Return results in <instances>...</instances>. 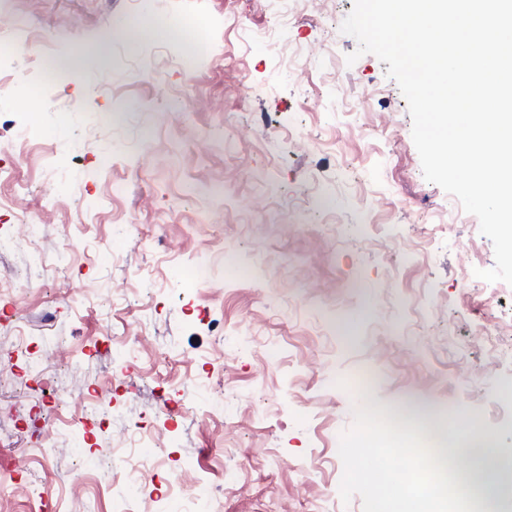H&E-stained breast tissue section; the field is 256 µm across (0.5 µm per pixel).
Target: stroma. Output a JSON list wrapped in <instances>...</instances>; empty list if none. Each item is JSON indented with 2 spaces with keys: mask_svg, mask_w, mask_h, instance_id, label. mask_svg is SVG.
<instances>
[{
  "mask_svg": "<svg viewBox=\"0 0 512 512\" xmlns=\"http://www.w3.org/2000/svg\"><path fill=\"white\" fill-rule=\"evenodd\" d=\"M353 4L293 0L271 47L274 0H0L9 67L70 74L0 103V125L39 133L0 179L17 241L0 251V350L22 330L31 352L0 372V512L40 495L46 512L129 495L191 512L195 486L210 512H372L359 460L407 491L423 462L445 492L430 512H481L458 493L465 463L436 472L387 415L430 403L512 454V290L477 278L493 245L425 180L387 64L340 30ZM155 16L185 39L145 33ZM200 260L211 285L191 279ZM38 362L67 404L48 405ZM138 428L164 463L133 487Z\"/></svg>",
  "mask_w": 512,
  "mask_h": 512,
  "instance_id": "obj_1",
  "label": "stroma"
}]
</instances>
